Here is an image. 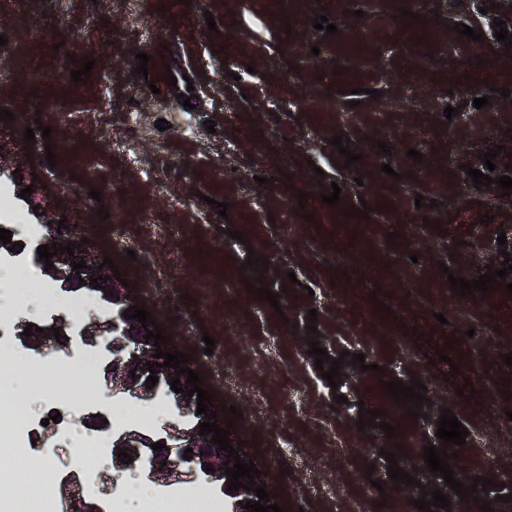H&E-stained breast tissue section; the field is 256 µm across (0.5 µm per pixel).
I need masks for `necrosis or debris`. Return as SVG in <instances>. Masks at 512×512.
Segmentation results:
<instances>
[{"label":"necrosis or debris","instance_id":"obj_1","mask_svg":"<svg viewBox=\"0 0 512 512\" xmlns=\"http://www.w3.org/2000/svg\"><path fill=\"white\" fill-rule=\"evenodd\" d=\"M94 303L92 296L48 285L28 251L0 253V512H20L24 502L35 499L40 502V512H59L55 499H37L33 486L15 479L19 462L30 457L33 439L44 431L45 418L58 416L54 429L72 450L69 466L78 472L84 496L94 499L101 493L98 476L109 456L110 433L80 429L82 414L92 407L107 411L111 433L149 429L156 414L155 408L106 401L95 392L78 388L67 398H59L50 379L60 375L96 377L106 357L104 350L75 345L49 362L15 336V326L25 316L61 311L72 325H80ZM223 505V500L204 491L180 494L152 489L141 512H221Z\"/></svg>","mask_w":512,"mask_h":512}]
</instances>
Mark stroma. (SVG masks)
Wrapping results in <instances>:
<instances>
[{
	"instance_id": "35a3bbf8",
	"label": "stroma",
	"mask_w": 512,
	"mask_h": 512,
	"mask_svg": "<svg viewBox=\"0 0 512 512\" xmlns=\"http://www.w3.org/2000/svg\"><path fill=\"white\" fill-rule=\"evenodd\" d=\"M501 2L486 15L473 0H0V104L14 115L0 121V149L13 160L0 194L14 196L33 224L32 202L20 197L30 186L33 202L66 216L95 254L112 259L168 349L189 354L212 409L233 422L230 443L263 464L284 512H348L359 500L364 512H391L382 504L395 494L386 453L402 447L398 468L433 481L423 454L442 444L435 431L445 408L469 432L458 450L465 487L484 468L512 467V456L478 445L512 411V400L492 406L483 392L485 382L502 390L512 381L502 361L512 352V271L506 286L465 296L448 282L478 279L512 254V195H486L467 175L493 148L495 174L505 175L512 143V95L501 94L512 92V56L494 25L503 20L512 32V0ZM319 14L336 34L313 28ZM458 23L482 41L459 35ZM33 26L46 38L37 54L27 41ZM140 52L149 57L144 76ZM87 58L90 75L72 81ZM35 64L64 76L31 86ZM189 89L191 109L178 99ZM483 96L489 105L473 107ZM449 105L458 109L450 119ZM161 118L167 130L157 129ZM38 122L51 136L27 144L24 131ZM337 135L359 162L346 164ZM411 148L422 161L408 157ZM65 149L70 165L48 164L46 154ZM336 186L338 204L326 205ZM363 205L371 233L337 261L342 242L329 218L357 223ZM252 255L267 259V272L247 268ZM262 287L279 308L259 299ZM490 332L494 346L471 364L472 335ZM314 340L331 359L349 351L364 362L343 361L329 386L308 354ZM440 348L446 360L429 363ZM415 377L425 387L419 417L383 414L390 438L358 428L360 408L376 407L370 389ZM469 383L474 397L459 396ZM291 388L299 402L284 400ZM230 405L240 418L230 419ZM339 437L352 467L337 466ZM40 449L54 480L28 461L17 478L60 497L71 450L57 436ZM373 481L381 491L365 496Z\"/></svg>"
}]
</instances>
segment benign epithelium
<instances>
[{
	"instance_id": "1",
	"label": "benign epithelium",
	"mask_w": 512,
	"mask_h": 512,
	"mask_svg": "<svg viewBox=\"0 0 512 512\" xmlns=\"http://www.w3.org/2000/svg\"><path fill=\"white\" fill-rule=\"evenodd\" d=\"M46 236L39 241L41 245L62 244L71 245L74 257H69L63 251L51 257L54 268L47 274L54 280L67 282V285H82V288L98 295L101 299L112 304V318L107 322H93L80 332L79 339L85 343L103 342L112 351V360L107 365L104 373L105 385L118 388L142 401L153 400L158 393L168 395L172 404L178 411L182 420L188 421V426L170 424L162 433L152 437L144 436L136 431L127 432L117 437L111 444L110 457L113 470L117 473L138 472L145 469L149 477L157 484H182L198 477H203L210 482L218 484L221 491H226L230 485L229 478L225 475V467H233L235 460L227 459L228 452L219 449V446L210 443L214 433L199 435V425L207 421L205 414L196 413L197 396L187 397L176 393L171 389L170 382L176 377L175 369L165 367L158 373V383L150 387L147 377L150 371L147 364L164 363V359L155 358L156 346L154 340H145L143 335L147 330L136 320H127L123 313L133 305L127 293L120 295H108L112 291L111 273L108 267H99L103 260L89 251L84 240L77 237L69 229H58V224L46 226ZM85 261V268L76 272L72 270L73 263ZM108 277L107 281H99L100 287L90 285V278L98 276ZM62 319L55 320L52 325L42 326L43 332H32V336L20 335L21 340L30 348L45 349L54 345L55 336L51 327L61 326ZM135 374H129V371ZM180 383L177 387L188 391L191 385L186 383V375L179 376ZM160 442L166 445V449L157 452L151 445ZM125 449V453L132 456V462L124 464L118 461L117 448ZM192 448V452L185 453L186 448ZM188 458H183V455ZM166 466H160V463ZM210 465L214 471H205V465ZM64 512H97L95 502L81 497L74 491L68 490L63 496Z\"/></svg>"
}]
</instances>
